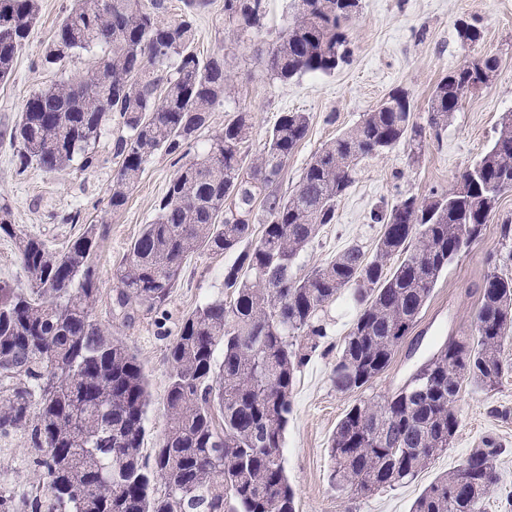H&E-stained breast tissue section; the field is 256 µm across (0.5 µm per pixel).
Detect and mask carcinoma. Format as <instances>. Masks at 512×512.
<instances>
[{"label": "carcinoma", "mask_w": 512, "mask_h": 512, "mask_svg": "<svg viewBox=\"0 0 512 512\" xmlns=\"http://www.w3.org/2000/svg\"><path fill=\"white\" fill-rule=\"evenodd\" d=\"M237 2L224 0V16L243 31L258 27L264 0H252L248 13L237 12ZM303 2L264 59L282 82L345 63L348 24L361 9V0ZM163 10V0H73L41 61L58 64L98 49L97 65L30 95L10 140L23 167L55 172L77 161L87 169L97 141L111 125L121 127L114 213L157 152L174 157L180 166L154 220L113 273L117 306L159 308L185 258L200 249L238 253L224 270L231 297L198 306L167 346L168 423L147 456L148 375L94 316L102 233L87 224L57 251L12 224L11 208L0 205V234L14 240L26 277L0 284V441L25 440L21 464L37 481L30 491L0 486V512H296L280 456L291 392L296 372L327 336L319 311L345 292L356 314L332 382L359 398L333 433L331 482L369 493L412 480L448 451L462 382L488 391L509 369L501 351L512 339V276L504 272L512 251L490 258L472 335L442 345L409 388L381 399L365 391L390 365L441 274L482 237L500 197L512 191V112L502 115L494 144L450 188L402 195L379 210L382 231L371 256L352 243L301 273L300 253L334 223L359 162L402 144L422 149L424 127L413 121L409 96L389 93L311 157L292 194L270 193L305 139L309 115L283 113L249 164L246 112L197 151L198 131L224 101V58L200 61L192 22H164ZM37 19V0H0V81L11 77ZM498 66L494 56L474 57L443 77L428 99L429 127L448 126ZM258 202L264 217L256 238ZM502 453L495 438H484L422 491L411 512H482Z\"/></svg>", "instance_id": "cac0c4a2"}]
</instances>
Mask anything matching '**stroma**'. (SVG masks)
<instances>
[{
    "mask_svg": "<svg viewBox=\"0 0 512 512\" xmlns=\"http://www.w3.org/2000/svg\"><path fill=\"white\" fill-rule=\"evenodd\" d=\"M265 3L262 26L245 33L225 18L224 0H165L161 18L167 22L191 19L198 57L224 58L228 75L224 103L210 112L199 132V144L222 133L225 123L243 111L252 117L248 151L254 158L282 113L309 114L308 134L275 186L282 196L294 189L306 163L323 144L353 127L391 91L409 93L414 119L423 125L428 121L429 95L442 77L474 56L493 55L499 61L491 83L462 101L448 127L428 133L421 153L400 146L359 163L352 187L337 206L335 223L321 228L298 259V267L307 270L334 259L352 242L372 251L381 234L380 225L371 220L376 207L401 193L424 196L433 189H448L493 144L502 115L512 112V0H362V9L349 26L348 62L330 74L306 73L286 82L271 75L259 57L278 43L292 22L294 0ZM38 4V23L29 44L17 57L11 78L0 83V204L10 206L15 224L56 250L65 248L82 224L100 227L101 293L95 316L131 347L148 374L152 404L143 452L149 455L166 424V347L185 316L224 294V269L234 257L206 250L190 255L161 309L148 311L132 304L128 307L131 321L122 320L115 304L119 284L113 273L143 225L152 222L155 206L178 166L174 157L155 155L117 213L108 205L118 168L113 156L117 128H110L96 143L97 161L89 169L73 166L47 173L34 165L20 167L8 132L25 100L97 62L96 53L80 51L63 65L42 64L41 51L72 0H38ZM463 23L480 30L478 42L461 44L457 28ZM75 212L80 213L82 224L64 223V216ZM508 218L512 219V192L500 199L481 239L463 249L442 273L418 322L373 383L370 395L380 398L392 393L440 344L471 333L489 271L487 260L506 249L499 227ZM354 316V306L345 294L320 312L328 334L296 377L281 456L296 492L298 512H411L417 496L487 436L498 440L503 453L497 461L500 482L485 512H512V371L491 391H477L463 383L455 404L459 427L453 441L412 481L366 495L338 490L331 483L329 439L354 400L353 395L336 390L331 371Z\"/></svg>",
    "mask_w": 512,
    "mask_h": 512,
    "instance_id": "stroma-1",
    "label": "stroma"
}]
</instances>
